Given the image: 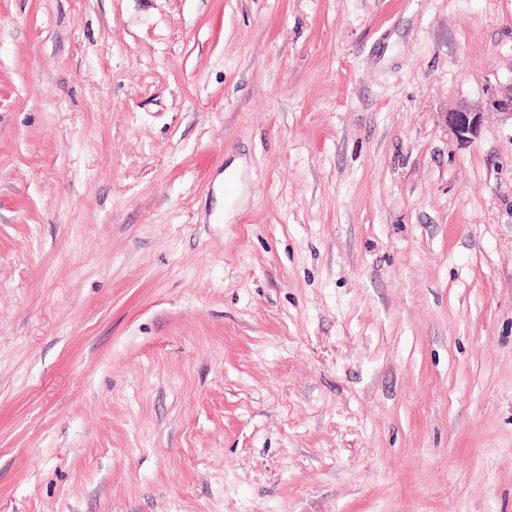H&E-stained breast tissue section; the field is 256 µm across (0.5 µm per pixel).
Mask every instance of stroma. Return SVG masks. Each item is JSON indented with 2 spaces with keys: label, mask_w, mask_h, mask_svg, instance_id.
<instances>
[{
  "label": "stroma",
  "mask_w": 512,
  "mask_h": 512,
  "mask_svg": "<svg viewBox=\"0 0 512 512\" xmlns=\"http://www.w3.org/2000/svg\"><path fill=\"white\" fill-rule=\"evenodd\" d=\"M512 0H0V512H512ZM484 111L483 104L465 106L446 113V121L457 138L463 141H471L479 133Z\"/></svg>",
  "instance_id": "1"
}]
</instances>
